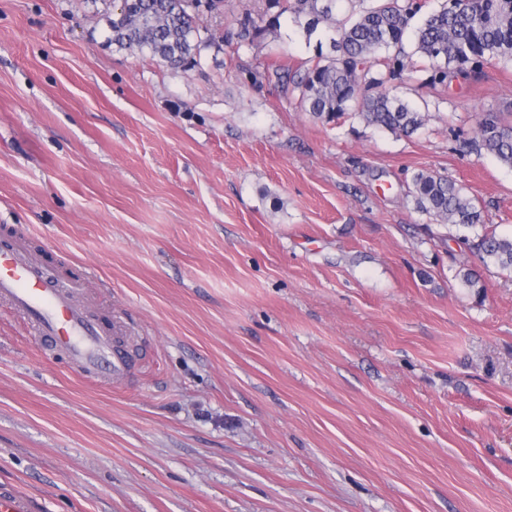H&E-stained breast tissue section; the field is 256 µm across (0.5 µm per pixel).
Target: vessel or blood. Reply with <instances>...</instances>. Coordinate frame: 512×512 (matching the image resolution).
Here are the masks:
<instances>
[{"mask_svg":"<svg viewBox=\"0 0 512 512\" xmlns=\"http://www.w3.org/2000/svg\"><path fill=\"white\" fill-rule=\"evenodd\" d=\"M29 229L0 242V306L22 318L49 351L63 353L88 379L128 378L132 360L129 329L90 318L80 281L51 274L35 250Z\"/></svg>","mask_w":512,"mask_h":512,"instance_id":"1","label":"vessel or blood"}]
</instances>
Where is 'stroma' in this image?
I'll list each match as a JSON object with an SVG mask.
<instances>
[{"mask_svg": "<svg viewBox=\"0 0 512 512\" xmlns=\"http://www.w3.org/2000/svg\"><path fill=\"white\" fill-rule=\"evenodd\" d=\"M172 68L108 44L113 0H0V238L92 272L130 323L123 383L82 377L0 308V491L26 512H512V273L407 195L455 180L512 236V167L464 152L512 119V58L397 96L406 137L313 118L272 82L330 57L291 13ZM471 270L478 287L465 286Z\"/></svg>", "mask_w": 512, "mask_h": 512, "instance_id": "stroma-1", "label": "stroma"}]
</instances>
